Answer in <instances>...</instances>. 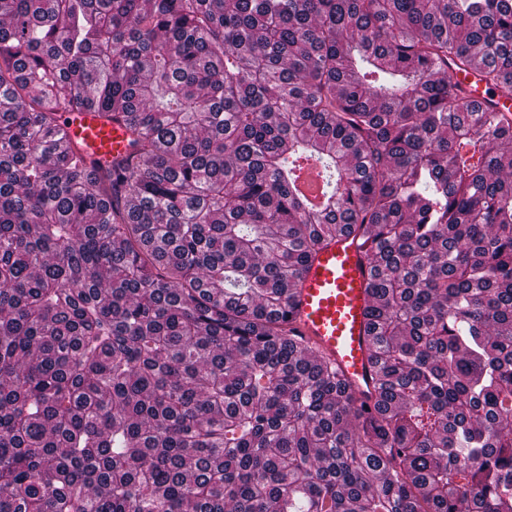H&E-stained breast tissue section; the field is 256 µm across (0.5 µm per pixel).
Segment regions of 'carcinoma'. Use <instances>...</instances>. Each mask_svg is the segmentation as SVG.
Returning <instances> with one entry per match:
<instances>
[{
  "instance_id": "cac0c4a2",
  "label": "carcinoma",
  "mask_w": 512,
  "mask_h": 512,
  "mask_svg": "<svg viewBox=\"0 0 512 512\" xmlns=\"http://www.w3.org/2000/svg\"><path fill=\"white\" fill-rule=\"evenodd\" d=\"M475 56L512 95V0H0V512H512V112L439 77ZM340 225L371 408L288 334ZM72 142L80 141L90 159H115L130 151L127 131L102 117L78 112L61 113Z\"/></svg>"
}]
</instances>
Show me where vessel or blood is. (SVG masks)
<instances>
[{"label":"vessel or blood","mask_w":512,"mask_h":512,"mask_svg":"<svg viewBox=\"0 0 512 512\" xmlns=\"http://www.w3.org/2000/svg\"><path fill=\"white\" fill-rule=\"evenodd\" d=\"M484 64L472 60L467 71L449 70L448 80L461 99L512 109V98L482 80ZM71 141L81 142L93 159H115L130 146L127 131L91 114L62 113ZM372 261L358 233L342 230L313 254L296 288L288 292V328L336 365L358 399L374 392L375 368L369 309Z\"/></svg>","instance_id":"1"}]
</instances>
